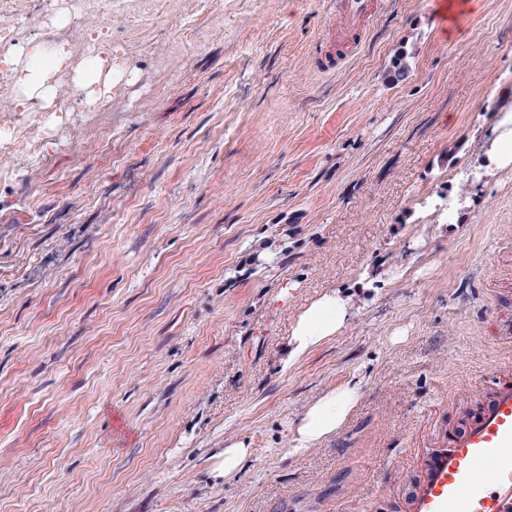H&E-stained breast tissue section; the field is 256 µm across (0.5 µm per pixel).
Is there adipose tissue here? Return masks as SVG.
<instances>
[{
  "label": "adipose tissue",
  "instance_id": "1",
  "mask_svg": "<svg viewBox=\"0 0 512 512\" xmlns=\"http://www.w3.org/2000/svg\"><path fill=\"white\" fill-rule=\"evenodd\" d=\"M24 58L25 62L18 71L19 105H26L34 99L52 98L55 93L52 79L65 67L68 59L63 45L35 43L25 50ZM347 314V302L334 294L326 295L313 304L293 330L290 340L292 357H300L335 333ZM356 396V389L347 387L330 392L310 407L297 428L293 453L306 452L336 432L350 413Z\"/></svg>",
  "mask_w": 512,
  "mask_h": 512
}]
</instances>
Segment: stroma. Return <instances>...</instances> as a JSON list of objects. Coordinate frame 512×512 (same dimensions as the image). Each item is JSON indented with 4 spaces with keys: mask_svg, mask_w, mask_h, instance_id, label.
<instances>
[{
    "mask_svg": "<svg viewBox=\"0 0 512 512\" xmlns=\"http://www.w3.org/2000/svg\"><path fill=\"white\" fill-rule=\"evenodd\" d=\"M71 2L16 0L24 41L80 34ZM370 2L344 44L340 0H112L106 112L73 122L71 64L35 154L0 147V512H409L512 379V0L445 31ZM333 292L347 319L285 364ZM356 396L354 387H346L330 392L310 407L297 428L292 452H306L336 432L350 413ZM249 454V448L243 441H234L224 447L223 453L218 456L217 476L228 478L234 475L240 468L242 462Z\"/></svg>",
    "mask_w": 512,
    "mask_h": 512,
    "instance_id": "1",
    "label": "stroma"
}]
</instances>
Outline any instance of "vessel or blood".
I'll use <instances>...</instances> for the list:
<instances>
[{"label":"vessel or blood","mask_w":512,"mask_h":512,"mask_svg":"<svg viewBox=\"0 0 512 512\" xmlns=\"http://www.w3.org/2000/svg\"><path fill=\"white\" fill-rule=\"evenodd\" d=\"M342 34L363 30L369 0H343ZM411 512H512V384L497 383L480 412L424 463Z\"/></svg>","instance_id":"1"}]
</instances>
